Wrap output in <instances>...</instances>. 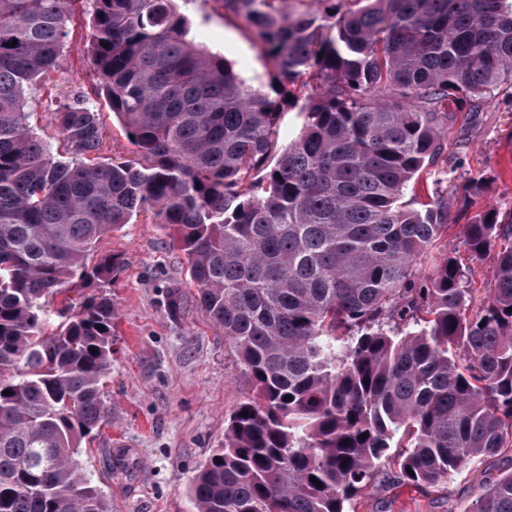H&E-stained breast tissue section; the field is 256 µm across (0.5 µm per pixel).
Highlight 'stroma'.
Listing matches in <instances>:
<instances>
[{"instance_id": "1", "label": "stroma", "mask_w": 512, "mask_h": 512, "mask_svg": "<svg viewBox=\"0 0 512 512\" xmlns=\"http://www.w3.org/2000/svg\"><path fill=\"white\" fill-rule=\"evenodd\" d=\"M182 10L191 35L224 56L254 88L268 90L271 64L261 54L247 23L222 18L213 0H189ZM89 15L72 25L58 70L50 72L26 106L31 129L51 151H63L54 120L74 92L89 91L96 77L89 63L86 35ZM103 141L99 161L134 160L138 154L118 118L102 110ZM483 178L484 190L469 194L471 179ZM452 201L449 236L471 217L512 201V95L501 94L487 111L457 113L448 128V158L435 175H421L406 198L428 202L434 193ZM97 254H115L120 273L106 286L75 281L77 293L106 291L116 317L112 368L104 394L112 409L109 424L86 437L79 462L101 490L110 512H195L188 495L191 479L224 443V424L251 391L223 332L197 306L182 253L171 232L146 215L100 239ZM179 289L183 313L172 319L168 293ZM512 469V458L483 456L473 470L452 477L442 492H426L386 480L367 491L357 512H459L480 492V471Z\"/></svg>"}]
</instances>
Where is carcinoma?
<instances>
[{"label": "carcinoma", "instance_id": "carcinoma-1", "mask_svg": "<svg viewBox=\"0 0 512 512\" xmlns=\"http://www.w3.org/2000/svg\"><path fill=\"white\" fill-rule=\"evenodd\" d=\"M77 2L0 0V512H109L78 456L112 416L114 304L53 297L110 281L120 257L83 261L140 212L172 230L252 384L191 484L197 512H348L391 473L439 490L512 453V205L476 213L427 272L448 197L404 201L455 113L512 89V0H216L274 62L273 98L189 39L175 0H93V93L138 153L110 163L89 159L102 122L83 94L56 112L81 159L27 124ZM291 100L301 130L281 146ZM474 262L491 265L475 309ZM464 512H512V471Z\"/></svg>", "mask_w": 512, "mask_h": 512}]
</instances>
